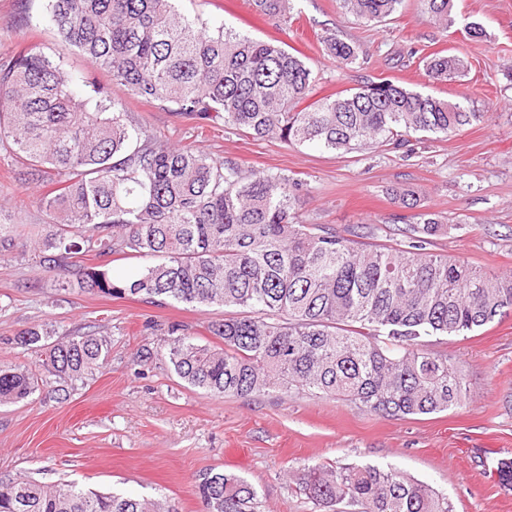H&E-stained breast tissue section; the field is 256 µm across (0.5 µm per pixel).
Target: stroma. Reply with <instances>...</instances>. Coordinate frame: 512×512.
<instances>
[{
	"label": "stroma",
	"instance_id": "1",
	"mask_svg": "<svg viewBox=\"0 0 512 512\" xmlns=\"http://www.w3.org/2000/svg\"><path fill=\"white\" fill-rule=\"evenodd\" d=\"M47 0H0V61L17 45L37 48L70 74L90 73L159 139L236 163L245 173L278 168L299 184L296 216L346 235L374 229L375 241L395 236L404 208L393 196L413 190L421 208L446 230L433 250L501 276H512V0H454L455 22L441 27L423 0H405L394 19L377 23L346 14L338 0H294L298 19L269 18L249 0H178V11L209 29L279 40L306 57L316 77L314 98L391 80L406 88L463 101L484 122L452 136L414 133L400 147L329 151L285 145L239 131L198 130L168 104L146 102L66 44L47 17ZM481 37L469 34L470 26ZM355 44L357 63L339 66L321 43L326 33ZM457 55L462 77L437 81L427 56ZM42 185L15 179L0 146V207L35 229L46 217L36 199ZM218 308L109 299L78 288L52 287L30 263L0 260V359L40 366L45 350L15 345L34 324L58 336L82 328L110 337L107 365L75 382L66 399L40 392L0 406V478L73 482L101 492L162 499L178 512H203L195 480L204 470L232 472L253 484L268 512H325L291 475L307 465L359 464L393 469L448 497L455 512H512V488L499 484L495 464L512 459V310L465 336L432 339L428 350L462 371V405L431 415L387 417L302 389L246 398H215L187 386L160 360L135 361L142 345L163 341L180 322L203 345L219 346L207 330Z\"/></svg>",
	"mask_w": 512,
	"mask_h": 512
}]
</instances>
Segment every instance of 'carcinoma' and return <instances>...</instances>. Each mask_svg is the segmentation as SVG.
I'll list each match as a JSON object with an SVG mask.
<instances>
[{"label": "carcinoma", "mask_w": 512, "mask_h": 512, "mask_svg": "<svg viewBox=\"0 0 512 512\" xmlns=\"http://www.w3.org/2000/svg\"><path fill=\"white\" fill-rule=\"evenodd\" d=\"M270 17L293 0H250ZM360 19L382 22L404 0H339ZM432 19L453 22V0H424ZM60 36L112 82L173 106L201 126L254 138L353 150L402 143L410 133L451 135L485 113L461 101L414 92L390 80L306 103L316 76L281 46L226 31L206 33L172 0H48ZM338 64L353 45L322 39ZM427 71L450 79L465 61L439 53ZM18 179L56 183L38 199L48 230L28 237L0 219V259L28 256L56 288H80L149 304L167 300L248 314L209 323L223 347L198 344L173 323L168 339L137 352L157 356L187 385L208 394L249 397L304 389L387 417L427 415L460 406L461 370L425 349L433 336H465L512 309V277L491 276L428 249L443 231L421 211L400 242L346 237L325 224L297 221V183L283 172L246 175L189 147L159 140L108 90L73 76L50 58L21 48L0 62V145ZM141 258L127 277L112 256ZM42 325L14 337L46 349L42 367L65 387L108 362L111 342L95 332L52 341ZM41 389L32 369L0 361V405ZM307 498L331 510L454 512L448 498L395 470L312 465L293 475ZM203 512H264L257 489L233 473L199 475ZM0 512H177L161 500L105 494L74 483L0 479Z\"/></svg>", "instance_id": "1"}]
</instances>
